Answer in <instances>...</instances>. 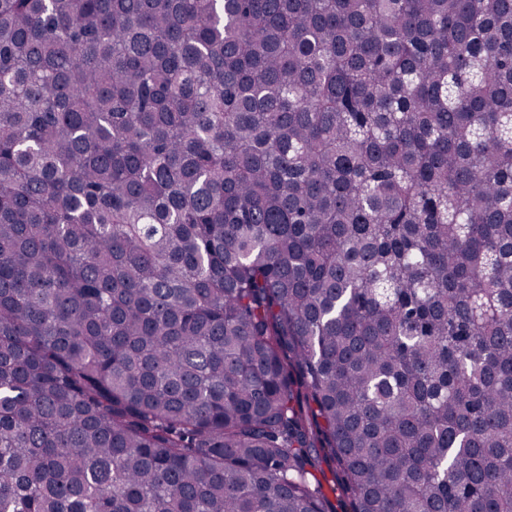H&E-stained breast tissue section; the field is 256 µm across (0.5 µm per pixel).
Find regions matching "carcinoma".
<instances>
[{"label":"carcinoma","mask_w":512,"mask_h":512,"mask_svg":"<svg viewBox=\"0 0 512 512\" xmlns=\"http://www.w3.org/2000/svg\"><path fill=\"white\" fill-rule=\"evenodd\" d=\"M512 512V0H0V512Z\"/></svg>","instance_id":"cac0c4a2"}]
</instances>
